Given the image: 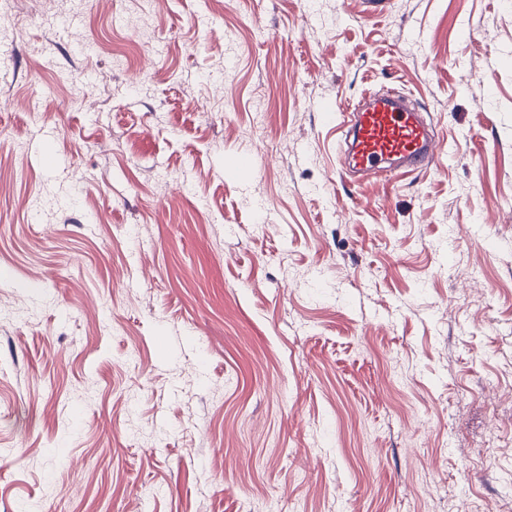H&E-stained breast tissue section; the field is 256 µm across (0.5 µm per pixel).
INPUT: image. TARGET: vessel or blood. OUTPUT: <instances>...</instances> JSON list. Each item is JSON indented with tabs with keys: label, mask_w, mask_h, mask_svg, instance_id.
I'll use <instances>...</instances> for the list:
<instances>
[{
	"label": "vessel or blood",
	"mask_w": 512,
	"mask_h": 512,
	"mask_svg": "<svg viewBox=\"0 0 512 512\" xmlns=\"http://www.w3.org/2000/svg\"><path fill=\"white\" fill-rule=\"evenodd\" d=\"M320 112L322 123L336 131L339 175L376 182L438 160L439 139L432 124L395 91L371 89L356 102L323 103Z\"/></svg>",
	"instance_id": "b4317fda"
}]
</instances>
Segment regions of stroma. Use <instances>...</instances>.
<instances>
[{"label":"stroma","instance_id":"35a3bbf8","mask_svg":"<svg viewBox=\"0 0 512 512\" xmlns=\"http://www.w3.org/2000/svg\"><path fill=\"white\" fill-rule=\"evenodd\" d=\"M1 39L0 512H493L512 0H0ZM380 86L440 161L361 186L315 106Z\"/></svg>","mask_w":512,"mask_h":512}]
</instances>
